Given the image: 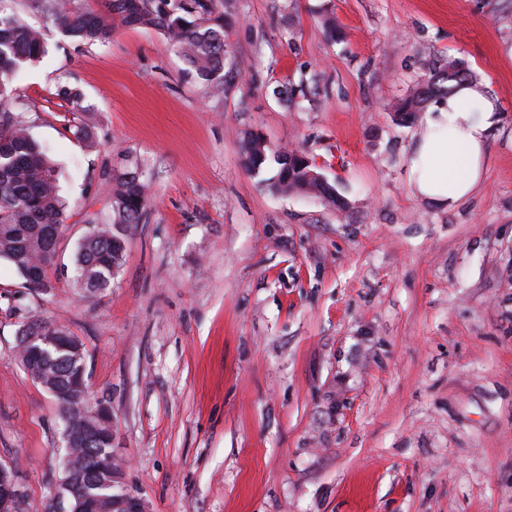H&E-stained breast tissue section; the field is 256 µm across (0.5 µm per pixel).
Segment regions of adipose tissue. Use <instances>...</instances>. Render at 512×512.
Returning a JSON list of instances; mask_svg holds the SVG:
<instances>
[{"mask_svg": "<svg viewBox=\"0 0 512 512\" xmlns=\"http://www.w3.org/2000/svg\"><path fill=\"white\" fill-rule=\"evenodd\" d=\"M499 123L496 102L479 84L429 106L408 157L412 192L447 209L470 197L483 180L490 135Z\"/></svg>", "mask_w": 512, "mask_h": 512, "instance_id": "adipose-tissue-1", "label": "adipose tissue"}]
</instances>
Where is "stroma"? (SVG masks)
Here are the masks:
<instances>
[{"mask_svg": "<svg viewBox=\"0 0 512 512\" xmlns=\"http://www.w3.org/2000/svg\"><path fill=\"white\" fill-rule=\"evenodd\" d=\"M216 5L219 87L164 32L78 45L14 4L47 49L13 79L14 106L68 204L53 297L0 261V463L21 512L51 500L66 455L52 396L16 357L26 311L82 341L89 400L112 408L114 488L149 512H512V13ZM449 57L501 111L481 189L451 210L412 193L419 126L391 110ZM251 134L309 157L346 208L269 192L241 165ZM128 172L147 206L111 287L82 297L74 251Z\"/></svg>", "mask_w": 512, "mask_h": 512, "instance_id": "35a3bbf8", "label": "stroma"}]
</instances>
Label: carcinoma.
<instances>
[{
	"label": "carcinoma",
	"instance_id": "1",
	"mask_svg": "<svg viewBox=\"0 0 512 512\" xmlns=\"http://www.w3.org/2000/svg\"><path fill=\"white\" fill-rule=\"evenodd\" d=\"M0 0V260L9 262L30 290L42 296L54 295L57 279L50 273L58 240L47 238L46 228L60 229L67 205L59 193L55 166L29 132L23 113L9 107L15 89L13 77L26 65L45 54L42 33L26 23ZM32 7L45 20L55 24L76 43L107 39L120 26H143L164 31L199 79L217 84L224 81L228 56L224 25L211 18L212 0H102L98 8H87L76 0H32ZM477 81L464 63L448 59L430 69L415 87L392 107L395 121L410 124L416 114L433 100ZM258 155L253 139L243 147L242 165L260 174L266 160L278 165L277 174L265 180L274 193L298 192L321 198L342 209L343 198L330 183H314L308 172L315 168L309 159L284 160V153L263 148ZM147 203V186L134 173L116 180L112 187L114 220L86 235L74 256V287L85 296L102 293L112 285L119 268L125 240L119 232L123 224L139 222ZM42 332L55 336L64 349L41 357L26 344V337ZM17 354L26 373L37 384L49 382L58 390L70 392V400L58 405L59 415L82 431L73 455L84 461L76 482L82 486L100 482L98 471L101 449L108 447L109 427L96 415L97 407L87 404L85 349L77 337L53 324L41 314L28 312L19 322Z\"/></svg>",
	"mask_w": 512,
	"mask_h": 512
}]
</instances>
